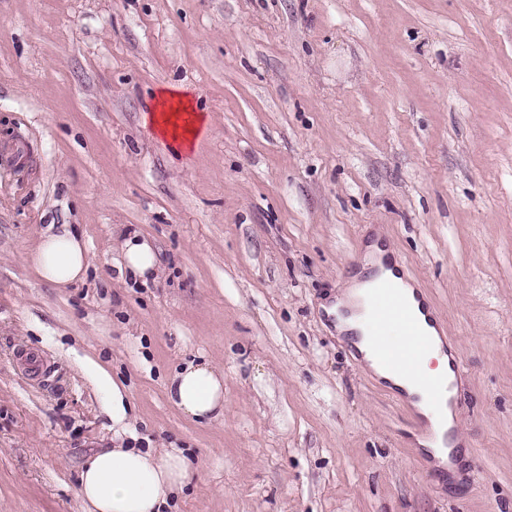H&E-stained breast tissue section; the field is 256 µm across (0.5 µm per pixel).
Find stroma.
<instances>
[{
  "instance_id": "35a3bbf8",
  "label": "stroma",
  "mask_w": 512,
  "mask_h": 512,
  "mask_svg": "<svg viewBox=\"0 0 512 512\" xmlns=\"http://www.w3.org/2000/svg\"><path fill=\"white\" fill-rule=\"evenodd\" d=\"M169 85L185 158L143 123ZM52 224L88 245L67 288L27 260ZM375 236L462 364L451 477L323 309ZM190 361L223 420L169 401ZM97 366L196 462L176 512H512V0H0V512H84ZM121 261L118 269L123 277L134 281L147 282L149 277L159 271L157 254L154 246L138 233H128L119 244Z\"/></svg>"
}]
</instances>
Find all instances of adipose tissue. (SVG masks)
Returning <instances> with one entry per match:
<instances>
[{
	"instance_id": "obj_1",
	"label": "adipose tissue",
	"mask_w": 512,
	"mask_h": 512,
	"mask_svg": "<svg viewBox=\"0 0 512 512\" xmlns=\"http://www.w3.org/2000/svg\"><path fill=\"white\" fill-rule=\"evenodd\" d=\"M157 138L188 151L204 122L194 111L192 102L179 87L168 86L157 97L154 112L148 117ZM121 276L148 281L159 271L154 246L138 233H130L120 244ZM37 275L43 281L63 288L81 281L89 267V253L81 234L69 225L40 236L30 254ZM371 282L369 270H362L337 295L327 312L336 321V331L356 337L357 350L366 362H373L366 290ZM375 376L390 386L406 390L408 400L430 425L438 427L439 437L418 438V445L431 455L435 467H451L450 451L444 446L443 434L448 427L440 413L420 399L416 388L401 376L375 368ZM169 400L185 415L200 420H214L224 415V374L209 363H190L170 379ZM190 461L182 450L162 453L151 448L126 446L121 435L114 437L110 448L95 452L80 472L78 496L86 512H168L188 477Z\"/></svg>"
}]
</instances>
